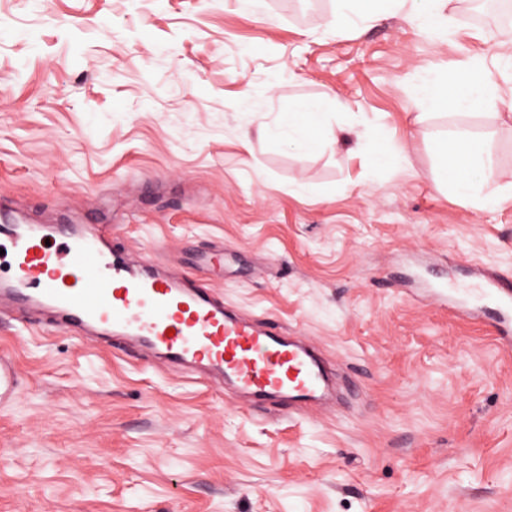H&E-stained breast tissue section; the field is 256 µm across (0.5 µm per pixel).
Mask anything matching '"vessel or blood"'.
<instances>
[{"mask_svg": "<svg viewBox=\"0 0 512 512\" xmlns=\"http://www.w3.org/2000/svg\"><path fill=\"white\" fill-rule=\"evenodd\" d=\"M56 234L50 243L45 234L0 225L12 249L11 275L0 277V292L65 313L73 329L120 336L160 361L208 369L254 399L285 395L300 406L318 399L323 368L289 336L229 316L209 291L156 272L148 256L117 254L111 225L87 234L60 226ZM478 288L494 300L495 333L511 348L512 278L493 273ZM18 393L15 364L0 354V404Z\"/></svg>", "mask_w": 512, "mask_h": 512, "instance_id": "obj_1", "label": "vessel or blood"}]
</instances>
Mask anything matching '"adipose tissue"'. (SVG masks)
<instances>
[{
    "label": "adipose tissue",
    "instance_id": "obj_1",
    "mask_svg": "<svg viewBox=\"0 0 512 512\" xmlns=\"http://www.w3.org/2000/svg\"><path fill=\"white\" fill-rule=\"evenodd\" d=\"M414 94L418 101L451 114L466 113L496 99L495 84L477 58L455 75L440 68L430 70L418 79ZM280 130L289 147L303 151L339 142L327 126L325 112L314 103L289 113ZM432 153L446 187L472 207L493 208L506 200L508 190L497 183V160L488 139L459 132L435 141Z\"/></svg>",
    "mask_w": 512,
    "mask_h": 512
}]
</instances>
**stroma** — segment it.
<instances>
[{
  "instance_id": "35a3bbf8",
  "label": "stroma",
  "mask_w": 512,
  "mask_h": 512,
  "mask_svg": "<svg viewBox=\"0 0 512 512\" xmlns=\"http://www.w3.org/2000/svg\"><path fill=\"white\" fill-rule=\"evenodd\" d=\"M463 2L437 41L413 0L341 32L334 0H0V214L116 225L115 249L273 319L335 383L325 406H256L12 305L0 512H512V349L426 294L443 266L512 275V199L471 207L430 150L488 136L512 183V22L470 23ZM474 56L499 101L425 114L418 77ZM310 103L347 123L337 147L277 135ZM19 393V376L14 362L0 354V404L13 401Z\"/></svg>"
}]
</instances>
